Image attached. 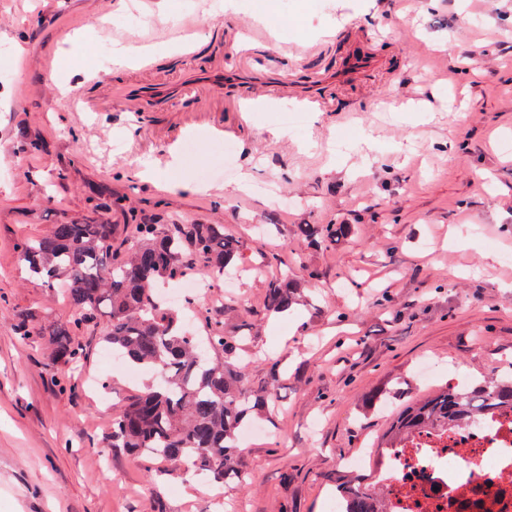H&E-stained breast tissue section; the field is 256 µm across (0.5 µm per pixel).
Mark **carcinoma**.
Segmentation results:
<instances>
[{
    "label": "carcinoma",
    "instance_id": "carcinoma-1",
    "mask_svg": "<svg viewBox=\"0 0 512 512\" xmlns=\"http://www.w3.org/2000/svg\"><path fill=\"white\" fill-rule=\"evenodd\" d=\"M86 223L56 224L50 234L23 239L18 248L32 275L52 284L64 280L69 310L65 319L42 332L53 363L75 365L83 358L76 337L100 329L102 342L123 362L160 373L163 381L131 396L112 421L111 448H125L150 462L191 464L206 476L224 480L241 469L239 429L251 414L274 403L271 392L255 394L249 362L237 355L224 334V321L206 323L197 336L165 306L157 287L186 274L218 280L239 255L238 244L222 224H134L125 250L114 248L106 210ZM343 226L305 224L306 240L332 243ZM299 284L283 276L269 282L265 306L281 313L295 303ZM224 352L215 364L210 353ZM494 409L512 411V375L473 382L468 391L445 387L407 407L393 421L383 447L396 448L412 432L465 422ZM345 512H386L383 495L352 478L337 486Z\"/></svg>",
    "mask_w": 512,
    "mask_h": 512
}]
</instances>
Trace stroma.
<instances>
[{"label": "stroma", "mask_w": 512, "mask_h": 512, "mask_svg": "<svg viewBox=\"0 0 512 512\" xmlns=\"http://www.w3.org/2000/svg\"><path fill=\"white\" fill-rule=\"evenodd\" d=\"M189 22L191 58L177 48ZM510 38L512 0H0V512H327L343 458L448 385L418 382L422 361L478 380L512 370ZM117 43L151 45L150 68L87 87ZM85 92L97 111L72 107ZM318 94L327 110L282 124ZM25 141L39 150L17 153ZM174 178L204 191H171ZM106 201L120 243L135 219L220 224L238 242L197 316L243 340L252 388L280 375L272 424L242 448L245 482L147 472L109 445L145 376L113 369L93 332L74 366L15 333L18 314L46 327L67 313L20 240ZM302 224L345 232L325 247ZM284 260L303 267L301 302L273 313ZM101 378L111 401L87 385Z\"/></svg>", "instance_id": "35a3bbf8"}]
</instances>
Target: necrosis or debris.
<instances>
[{"label":"necrosis or debris","instance_id":"necrosis-or-debris-1","mask_svg":"<svg viewBox=\"0 0 512 512\" xmlns=\"http://www.w3.org/2000/svg\"><path fill=\"white\" fill-rule=\"evenodd\" d=\"M372 470L389 512H512V413L496 411L438 434L417 432L404 447L348 457Z\"/></svg>","mask_w":512,"mask_h":512}]
</instances>
